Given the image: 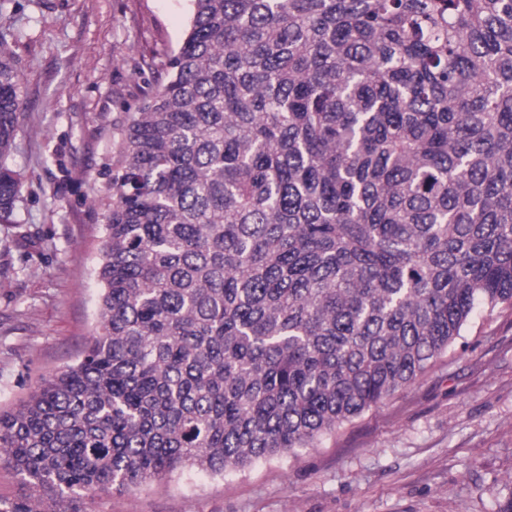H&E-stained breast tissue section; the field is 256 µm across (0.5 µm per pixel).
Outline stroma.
I'll use <instances>...</instances> for the list:
<instances>
[{
  "mask_svg": "<svg viewBox=\"0 0 512 512\" xmlns=\"http://www.w3.org/2000/svg\"><path fill=\"white\" fill-rule=\"evenodd\" d=\"M190 0H0L22 77L10 159L22 191L0 221V407L76 363L95 330L103 212L119 130L178 50ZM512 496V308L478 312L411 387L314 448L214 475L90 493L83 512H496Z\"/></svg>",
  "mask_w": 512,
  "mask_h": 512,
  "instance_id": "1",
  "label": "stroma"
}]
</instances>
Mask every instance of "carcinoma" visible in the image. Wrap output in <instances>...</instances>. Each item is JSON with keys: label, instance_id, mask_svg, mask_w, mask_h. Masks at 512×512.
Segmentation results:
<instances>
[{"label": "carcinoma", "instance_id": "1", "mask_svg": "<svg viewBox=\"0 0 512 512\" xmlns=\"http://www.w3.org/2000/svg\"><path fill=\"white\" fill-rule=\"evenodd\" d=\"M145 67L96 330L0 407V512L312 448L512 307V0H192ZM21 115L0 51L1 221ZM27 488L10 467L0 462V498L14 499L27 494Z\"/></svg>", "mask_w": 512, "mask_h": 512}]
</instances>
